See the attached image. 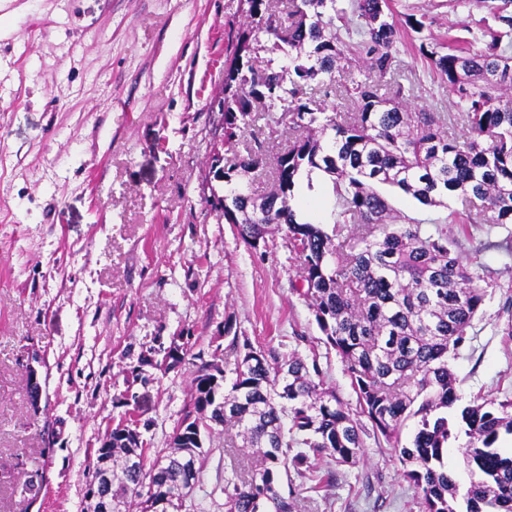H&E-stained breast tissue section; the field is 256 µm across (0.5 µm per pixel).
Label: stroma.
<instances>
[{"label": "stroma", "instance_id": "obj_1", "mask_svg": "<svg viewBox=\"0 0 512 512\" xmlns=\"http://www.w3.org/2000/svg\"><path fill=\"white\" fill-rule=\"evenodd\" d=\"M242 0H0V512H86L87 472L112 426L137 421L148 447H168L192 394L195 359L224 345V320L254 345L317 355L327 386L354 393L305 300L281 237L250 249L211 206L210 172L224 134L217 104ZM403 29L399 80L412 110L451 112L420 44L445 51L463 26L492 24L453 0H393ZM392 206L424 223L461 213L396 188ZM306 219L332 221L328 178L296 199ZM488 243L490 289L451 365L461 404L512 397V224L472 228ZM185 354L166 366L170 348ZM42 389L29 397V368ZM200 512H225L232 458L257 449L224 433L207 440ZM326 495L296 512H419L387 444L367 441L356 466H336Z\"/></svg>", "mask_w": 512, "mask_h": 512}]
</instances>
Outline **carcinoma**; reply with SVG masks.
<instances>
[{
    "instance_id": "carcinoma-1",
    "label": "carcinoma",
    "mask_w": 512,
    "mask_h": 512,
    "mask_svg": "<svg viewBox=\"0 0 512 512\" xmlns=\"http://www.w3.org/2000/svg\"><path fill=\"white\" fill-rule=\"evenodd\" d=\"M246 3L249 22L224 69V153L211 164L227 194L211 206L256 251L267 236L282 235L300 262L293 291L309 302L324 344L344 364L356 404L325 386L317 357L256 347L231 335L227 318L224 367L196 366L192 409L169 447L150 461L140 433L117 424L112 447L94 452L86 497L106 467L111 512H177L201 483L204 433L232 424L262 458L224 478L225 512H293L292 476L306 486L325 458L356 466L367 437L394 449L422 512H512V448L498 446L502 435L512 436V398L469 403L458 421L448 416L458 401L450 360L488 290L503 287L480 261L482 248L462 256V239L488 212L493 223L512 224V0H456L492 15L478 50L419 46L455 98L467 130L462 141L449 115L402 108L399 100L414 88L399 82L390 100L378 84L352 81L345 93L353 111L333 116L304 98L311 82L336 85L347 48L342 30L359 35L368 71L392 72L401 33L390 0H288L284 20L275 17L279 0ZM262 52L272 57L263 60ZM259 120L271 136L288 131L263 195L242 184L263 163L245 140ZM315 169L332 182L329 232L290 205L303 173ZM383 186L430 207L456 197L465 223L401 215ZM412 418L416 431L403 444L401 429ZM462 435L463 493L448 469V448Z\"/></svg>"
}]
</instances>
